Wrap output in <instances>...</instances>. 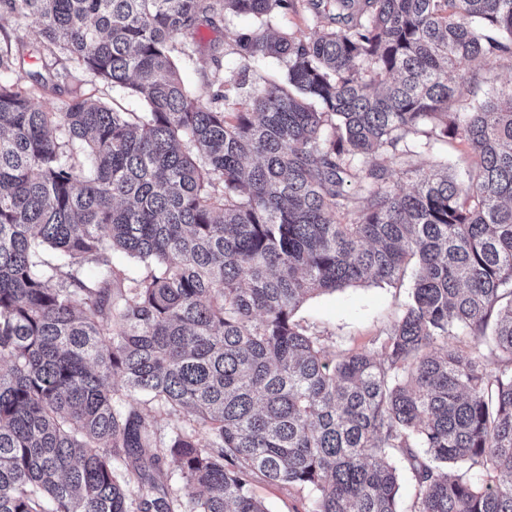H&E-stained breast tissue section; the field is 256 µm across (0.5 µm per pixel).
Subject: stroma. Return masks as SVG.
Returning a JSON list of instances; mask_svg holds the SVG:
<instances>
[{"label": "stroma", "mask_w": 512, "mask_h": 512, "mask_svg": "<svg viewBox=\"0 0 512 512\" xmlns=\"http://www.w3.org/2000/svg\"><path fill=\"white\" fill-rule=\"evenodd\" d=\"M252 24L250 17L227 16L218 9L193 31L178 36L177 44L183 49L176 58L179 76L203 105H210L213 94L222 91L226 81L246 65L235 51V41ZM4 35L13 45L25 48L24 61L11 74V81L29 83L33 72L56 75L46 87L35 88L32 96L35 107L54 111L79 95L129 112L143 111V102L129 90L103 86L75 63H58L44 47L35 24L8 15L0 17V37ZM458 73L472 82L477 94L483 95L512 82V56L495 57L478 67L464 62L459 64ZM407 144L412 151L409 158L412 166L427 171L445 170L458 181H465L468 159L460 141H442L435 133L427 132L408 137ZM412 286L408 276L392 285L372 281L352 284L307 298L296 311L295 319L334 348H367L374 339L390 331L409 299ZM252 492L269 512H305L307 495L298 488L258 479L252 485Z\"/></svg>", "instance_id": "1"}]
</instances>
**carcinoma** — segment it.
Returning a JSON list of instances; mask_svg holds the SVG:
<instances>
[{
	"mask_svg": "<svg viewBox=\"0 0 512 512\" xmlns=\"http://www.w3.org/2000/svg\"><path fill=\"white\" fill-rule=\"evenodd\" d=\"M301 2L336 26L269 32ZM215 3L254 19L244 58L287 63L221 108L184 87L173 43ZM0 14L145 107L45 111L0 81V512H268L257 475L308 490L306 512H397L402 466L411 512H512V83L452 110L457 65L512 54V0ZM20 60L0 45V74ZM428 126L468 145L467 183L408 168L414 191L393 190ZM409 268V301L368 349L293 320L312 294Z\"/></svg>",
	"mask_w": 512,
	"mask_h": 512,
	"instance_id": "obj_1",
	"label": "carcinoma"
}]
</instances>
